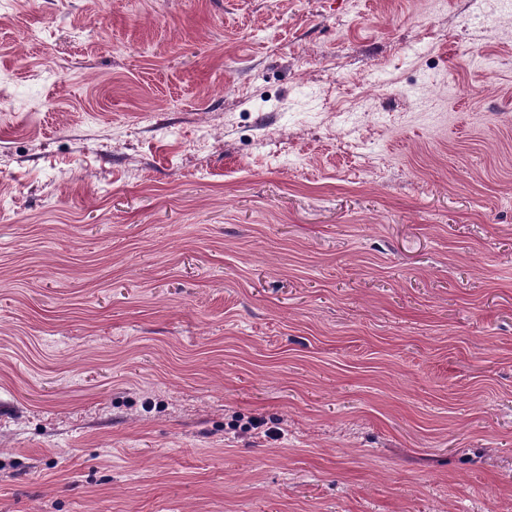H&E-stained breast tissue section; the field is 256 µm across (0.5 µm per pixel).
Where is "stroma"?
<instances>
[{
  "mask_svg": "<svg viewBox=\"0 0 512 512\" xmlns=\"http://www.w3.org/2000/svg\"><path fill=\"white\" fill-rule=\"evenodd\" d=\"M0 512H512V7L0 0Z\"/></svg>",
  "mask_w": 512,
  "mask_h": 512,
  "instance_id": "35a3bbf8",
  "label": "stroma"
}]
</instances>
